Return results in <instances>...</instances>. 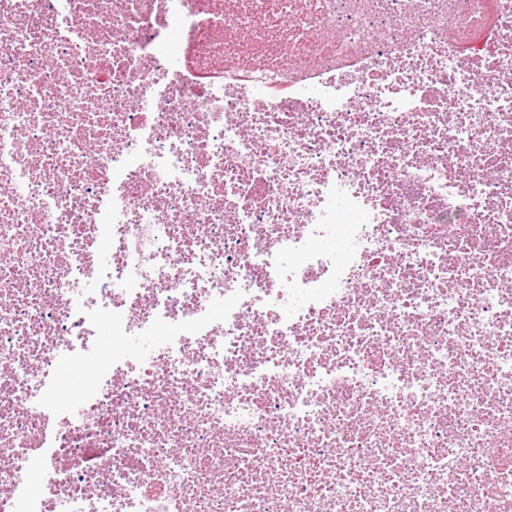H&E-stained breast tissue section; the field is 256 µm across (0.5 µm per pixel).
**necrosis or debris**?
Instances as JSON below:
<instances>
[{
  "instance_id": "necrosis-or-debris-1",
  "label": "necrosis or debris",
  "mask_w": 512,
  "mask_h": 512,
  "mask_svg": "<svg viewBox=\"0 0 512 512\" xmlns=\"http://www.w3.org/2000/svg\"><path fill=\"white\" fill-rule=\"evenodd\" d=\"M0 512H512V0H0ZM96 340L107 346L111 351L114 350H127V348H134L140 346L144 340L136 336H112V312L104 311L99 320L98 333L95 336ZM99 367L100 364L92 360L79 363L63 360L52 373V385L63 397L75 394L87 375Z\"/></svg>"
}]
</instances>
